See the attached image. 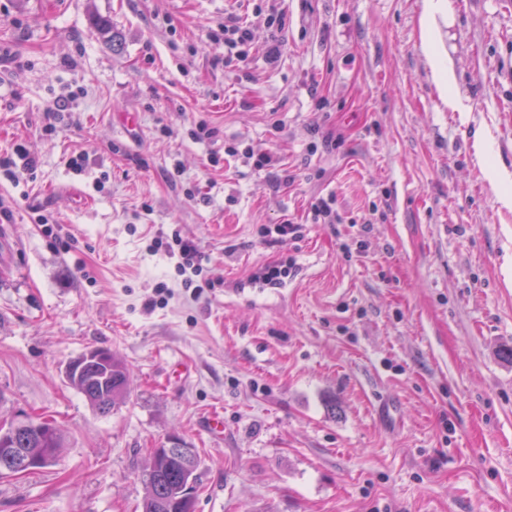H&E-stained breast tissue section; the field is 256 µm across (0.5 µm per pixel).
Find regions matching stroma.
Here are the masks:
<instances>
[{
	"instance_id": "obj_1",
	"label": "stroma",
	"mask_w": 512,
	"mask_h": 512,
	"mask_svg": "<svg viewBox=\"0 0 512 512\" xmlns=\"http://www.w3.org/2000/svg\"><path fill=\"white\" fill-rule=\"evenodd\" d=\"M277 6L275 38L266 0H0V157L38 161L0 175V420L64 438L0 478V512H135L172 432L196 512H512V210L473 148L490 130L512 171V0ZM230 15L253 31L237 70L209 37ZM248 145L270 165L227 152ZM175 230L206 255L191 289L153 246ZM94 347L131 375L106 415L64 374ZM16 157L20 163L12 156L0 157V173L13 180L19 179L23 174L33 178L37 166L35 158L21 148L17 149Z\"/></svg>"
}]
</instances>
